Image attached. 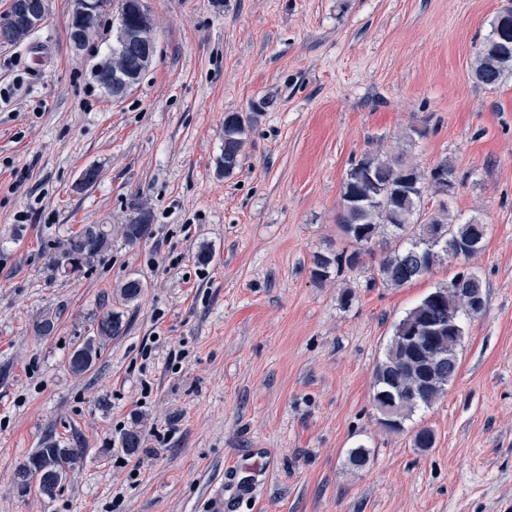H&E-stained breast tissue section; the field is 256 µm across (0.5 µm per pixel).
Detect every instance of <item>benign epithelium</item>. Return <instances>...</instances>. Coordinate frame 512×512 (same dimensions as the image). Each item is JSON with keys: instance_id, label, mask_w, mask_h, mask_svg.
Returning a JSON list of instances; mask_svg holds the SVG:
<instances>
[{"instance_id": "obj_1", "label": "benign epithelium", "mask_w": 512, "mask_h": 512, "mask_svg": "<svg viewBox=\"0 0 512 512\" xmlns=\"http://www.w3.org/2000/svg\"><path fill=\"white\" fill-rule=\"evenodd\" d=\"M147 0H118L117 21L112 23L113 40L122 43L140 42L145 47L143 68L125 71L114 60L106 58L100 66L112 72L106 91L114 98L124 97L139 83L156 54V42L146 30L149 21ZM70 41L75 50L84 49L93 33V25L101 12L109 8V0H71ZM46 15L45 0H11L5 30L19 38L39 28Z\"/></svg>"}]
</instances>
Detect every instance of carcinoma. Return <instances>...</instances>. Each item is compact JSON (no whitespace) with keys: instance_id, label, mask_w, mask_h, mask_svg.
Returning a JSON list of instances; mask_svg holds the SVG:
<instances>
[{"instance_id":"1","label":"carcinoma","mask_w":512,"mask_h":512,"mask_svg":"<svg viewBox=\"0 0 512 512\" xmlns=\"http://www.w3.org/2000/svg\"><path fill=\"white\" fill-rule=\"evenodd\" d=\"M141 54L138 44L125 45L118 52L120 62L131 70L140 67ZM471 69L478 83L491 88L512 74V15L505 20L499 14L495 16L489 34L476 48ZM253 126L254 118L248 114H225L224 150L219 159L224 176H231L240 167L247 134ZM455 188L454 167L446 159L424 171L402 150L394 154L364 153L347 170L339 218L340 230L351 240L354 250L348 255L316 254L313 277L321 280L330 277L335 267L356 266L360 257L370 252L362 247L363 240L390 242L377 269L381 285L390 288H401L430 273L435 266L451 261L455 248L463 252L465 259L481 251L488 227L479 219L453 221L442 205L432 222H424L425 205L434 191L443 193ZM152 221L148 209L134 206L127 224L122 227L124 244L133 247L148 237ZM111 248V230L107 225L88 224L50 254L48 270L80 272L90 260L105 257ZM144 288V282L138 278L127 280L121 292L123 302H136ZM475 295L485 296L481 276L471 270L462 280L456 273L446 285L422 298L395 325L384 358L374 370L373 399L396 403V421L388 429L403 430L405 422L417 410L430 408L447 392L458 370V346L464 334L465 319L472 317L471 298ZM450 313L457 315L456 328L433 335L429 360L411 355L408 335L447 320ZM123 328L124 314L107 310L98 320L93 335L85 337L72 350L68 360L70 371L82 375L93 368L100 353V341L120 335ZM85 452L86 449L77 444L62 446L46 440L18 464L14 482L23 490L31 488L34 471L41 468L43 473L37 489L52 498L62 488L68 470Z\"/></svg>"}]
</instances>
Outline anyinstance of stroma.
<instances>
[{
	"mask_svg": "<svg viewBox=\"0 0 512 512\" xmlns=\"http://www.w3.org/2000/svg\"><path fill=\"white\" fill-rule=\"evenodd\" d=\"M503 3L150 0L157 52L119 101L91 78L111 19L77 53L70 0H48L29 39L0 43V512H512V74L489 88L470 71ZM228 112L259 118L227 177ZM407 134L421 169L453 165L450 215L488 226L463 264L486 301L445 396L393 432L375 367L460 264L387 288L370 282L381 250L323 281L312 261L352 249L351 162ZM91 164L98 182L76 190ZM136 202L150 238L48 272L58 240L124 223ZM132 277L146 288L126 331L73 375L69 353ZM420 427L433 448L413 446ZM47 439L86 450L51 499L13 483ZM358 446L362 470L347 464ZM254 460L266 473L246 495L238 465Z\"/></svg>",
	"mask_w": 512,
	"mask_h": 512,
	"instance_id": "obj_1",
	"label": "stroma"
}]
</instances>
